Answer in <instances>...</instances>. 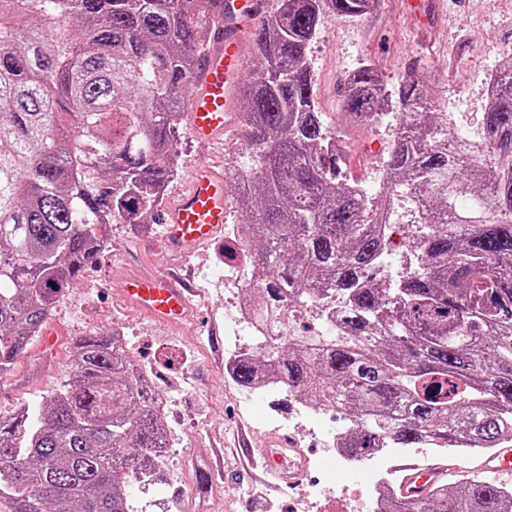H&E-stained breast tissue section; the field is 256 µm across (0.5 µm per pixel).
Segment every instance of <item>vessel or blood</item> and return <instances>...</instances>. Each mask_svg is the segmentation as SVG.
Returning <instances> with one entry per match:
<instances>
[{"mask_svg":"<svg viewBox=\"0 0 512 512\" xmlns=\"http://www.w3.org/2000/svg\"><path fill=\"white\" fill-rule=\"evenodd\" d=\"M270 0H226L227 19L211 32L212 48L203 58L198 76L192 81L183 118L201 141L221 140L239 122L237 101L242 88L246 57L247 28L261 24ZM230 208L224 176L204 163L192 173L188 186L176 193L163 210L164 241L174 253L188 255L214 240L223 230ZM122 300L158 324L176 326L192 309L193 288L186 279L165 272L133 275L118 283ZM401 489L405 496L419 499L456 465L426 467L404 464ZM475 472L490 479L512 474V448H499L476 461ZM224 471V451L216 448L197 471L195 491L207 495L217 475Z\"/></svg>","mask_w":512,"mask_h":512,"instance_id":"b4317fda","label":"vessel or blood"}]
</instances>
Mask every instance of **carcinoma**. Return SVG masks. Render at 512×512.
<instances>
[{
    "instance_id": "carcinoma-1",
    "label": "carcinoma",
    "mask_w": 512,
    "mask_h": 512,
    "mask_svg": "<svg viewBox=\"0 0 512 512\" xmlns=\"http://www.w3.org/2000/svg\"><path fill=\"white\" fill-rule=\"evenodd\" d=\"M219 0H0V379L56 300L109 246L111 224L155 223L172 182L184 91L224 18ZM376 0H273L261 62L241 92L250 165L238 173L255 317L339 296L338 336L250 338L233 379L350 411L346 447L367 459L432 442L475 452L512 441V59L480 133L464 138L409 78L389 89L369 62L344 104L363 124L396 111L383 195L341 176L345 153L314 97L308 49L324 14ZM411 203L407 264L384 284L393 206ZM48 400L0 417V512H130L153 484L167 429L114 334L70 350ZM395 512H512V490L436 482Z\"/></svg>"
}]
</instances>
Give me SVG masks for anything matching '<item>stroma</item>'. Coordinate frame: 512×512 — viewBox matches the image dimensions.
<instances>
[{
    "label": "stroma",
    "instance_id": "obj_1",
    "mask_svg": "<svg viewBox=\"0 0 512 512\" xmlns=\"http://www.w3.org/2000/svg\"><path fill=\"white\" fill-rule=\"evenodd\" d=\"M427 0H377L358 18L326 14L309 47L316 101L329 129L340 131L346 144L345 174L379 195L384 187V155L366 154V144L388 145L393 134L387 125L351 123L343 107V89L360 63L371 62L387 84L414 78L427 91L433 111L447 113L455 127L476 129L484 112L486 76L512 53V0H443L444 15L435 24L424 17ZM177 176L172 190L185 187L194 165L206 161L219 169L248 165L241 130L225 133L221 143L196 141L179 128ZM161 227L144 235L123 224L110 230L112 244L56 301L47 326L61 329L64 339L56 353L33 347L14 373L0 383V414L48 398L69 373V347L83 336L119 329L123 346L166 400L165 423L170 448L162 479L132 497V512H250L254 488H262L261 512H305L302 486L276 490L275 477L254 481L229 461L224 477L207 498L192 494L195 463L213 441L233 442L238 426L250 428L257 446L272 440L260 420L263 414L285 416L289 409L271 401L266 409L246 402L247 392L227 378L217 364L216 338L211 323H223L224 269L216 263L217 244H209L187 258L198 294L191 318L177 328H161L128 307L119 297L117 281L173 268L177 260L165 248Z\"/></svg>",
    "mask_w": 512,
    "mask_h": 512
}]
</instances>
